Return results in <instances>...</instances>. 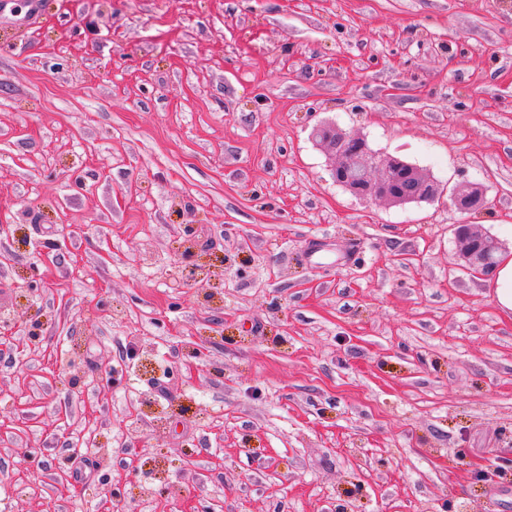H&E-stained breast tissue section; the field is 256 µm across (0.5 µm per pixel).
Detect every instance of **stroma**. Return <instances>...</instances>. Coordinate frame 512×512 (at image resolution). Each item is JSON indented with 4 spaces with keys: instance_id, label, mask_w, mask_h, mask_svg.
Returning <instances> with one entry per match:
<instances>
[{
    "instance_id": "obj_1",
    "label": "stroma",
    "mask_w": 512,
    "mask_h": 512,
    "mask_svg": "<svg viewBox=\"0 0 512 512\" xmlns=\"http://www.w3.org/2000/svg\"><path fill=\"white\" fill-rule=\"evenodd\" d=\"M0 21V512H512V0H46ZM222 260L181 287L184 234ZM316 258H308L311 247ZM41 8V0H26L22 6H19L16 0H1L0 16L5 18V14L8 13L13 18V23L16 26H26L29 28L35 24L40 15ZM313 136L334 155L332 176L337 185L361 200L385 199L395 203L433 201L440 190L434 180L400 157L380 155L358 135L319 125ZM449 198L454 210L461 216L482 212L489 205L485 194L478 187L453 190ZM454 236L459 243V264L475 273H489L497 263L500 243L496 238L482 234L467 222L453 225ZM494 300L499 309L512 316V253L500 257L496 274L489 282Z\"/></svg>"
}]
</instances>
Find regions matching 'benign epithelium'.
Masks as SVG:
<instances>
[{
	"label": "benign epithelium",
	"mask_w": 512,
	"mask_h": 512,
	"mask_svg": "<svg viewBox=\"0 0 512 512\" xmlns=\"http://www.w3.org/2000/svg\"><path fill=\"white\" fill-rule=\"evenodd\" d=\"M313 136L334 155L332 176L361 200L385 199L395 203L432 201L442 194L434 180L400 157L373 151L358 135L341 133L329 125H319ZM456 213L465 216L482 212L489 202L478 187L456 189L450 194ZM459 243L461 267L475 273H488L497 263L500 243L464 221L453 225Z\"/></svg>",
	"instance_id": "benign-epithelium-1"
}]
</instances>
